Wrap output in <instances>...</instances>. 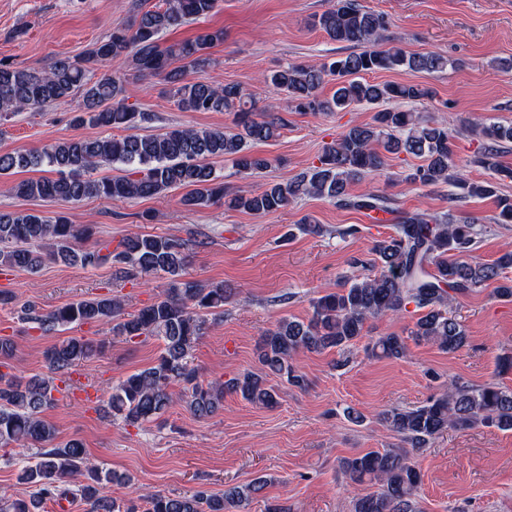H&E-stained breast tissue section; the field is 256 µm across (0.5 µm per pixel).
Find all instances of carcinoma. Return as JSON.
<instances>
[{"mask_svg":"<svg viewBox=\"0 0 512 512\" xmlns=\"http://www.w3.org/2000/svg\"><path fill=\"white\" fill-rule=\"evenodd\" d=\"M218 3L161 0L148 10L135 3L130 18L113 27L106 39L94 43L80 59L59 58L45 71L0 66V118L27 109L42 110L77 96L82 103L75 123L129 131L123 136L57 142L40 151L0 153V174L43 166L52 173L18 182L16 194L70 203L91 197L148 198L183 187L188 189L182 197L187 207L222 203L230 209L267 215L311 196L348 209L393 213L388 198L372 192L354 196L349 187L379 174L386 155L405 154L421 160L409 174L410 181L424 187L447 183L454 188L456 199L494 197L499 209L497 223H512V198L498 195L494 182L475 181L453 172L448 126L396 107L398 102L431 98V88L365 78L396 68L441 72L447 69L448 59L434 52L408 53L397 46L376 48L375 44L384 40L387 23L357 0H336L315 20L329 39L357 50L321 64L288 63L264 80L299 110L339 112L364 104L382 109L373 122L353 125L326 144L318 164L309 171L286 181H270L256 191L228 190L213 159L232 162L244 178L261 175L271 168L272 159L251 151L250 144L280 137L287 123L268 110L255 112L249 94L237 83L215 85L202 78H188L189 71L210 64L207 50L224 40L223 31H206L168 46L159 43L163 31L185 20L209 17ZM123 56L130 58L139 74L160 78L180 110L232 112L233 128L174 127L158 134L133 133L149 120V114L125 103L120 79L94 74V65ZM329 76L336 78V90L322 99L317 91ZM477 134L486 144L474 163L511 178L512 171L500 167L498 155L501 145L512 143V124L493 121L479 127ZM115 164L121 166V174L95 176L100 167ZM476 225L474 217L460 221L451 213L398 212L394 233L373 244L379 267L375 275L351 280L336 292L312 299L311 315L305 321H278L257 345L265 373L244 371L225 383L200 381L198 369L191 364V351L205 333L208 316L224 312L232 292L222 283L186 279L185 244L167 236L132 233L113 250H87L77 247L75 241L91 235L89 224H72L61 214L47 218L37 212H0V266L35 272L49 259L81 267L111 264L132 278L154 274L165 279L162 295L133 313H124L117 297H93L30 316L31 322L45 331L102 323L111 326L115 338L161 341L152 366L110 388L112 416L139 426L172 407L174 385L182 387L189 410L198 418L210 417L222 408L226 390L252 405L272 408L278 404V394L270 378L299 389L307 386L305 375L292 362L296 353L343 350L363 336L368 320L399 317L409 312L411 304L421 316L409 337L447 352L463 348L468 336L448 311L451 293H466L495 281L496 295L512 298V279L502 277L503 270L512 267V253L493 264L476 261L472 256ZM406 349L405 337L388 333L367 347L371 355L388 359L403 357ZM93 352L90 341L71 336L44 352L48 376L23 382L0 373V448L23 445L39 449L38 460L19 475L35 492L28 498L1 500L0 512H41L42 504L62 494V486L71 481L77 482L73 495L85 505V512H138V505L106 492L108 485L118 481L116 475L93 464L80 441L55 443L56 429L43 417L44 410L56 401L54 393L64 391L75 367ZM379 420L401 437L404 447L340 460L339 468L350 483L379 485L377 491L356 495L352 512H414L420 474L411 454L450 428L483 425L512 431V389L450 379L443 391L425 404L385 410ZM263 486L264 481L257 479L220 495L203 490L182 496L158 492L147 497L145 512H232Z\"/></svg>","mask_w":512,"mask_h":512,"instance_id":"obj_1","label":"carcinoma"}]
</instances>
